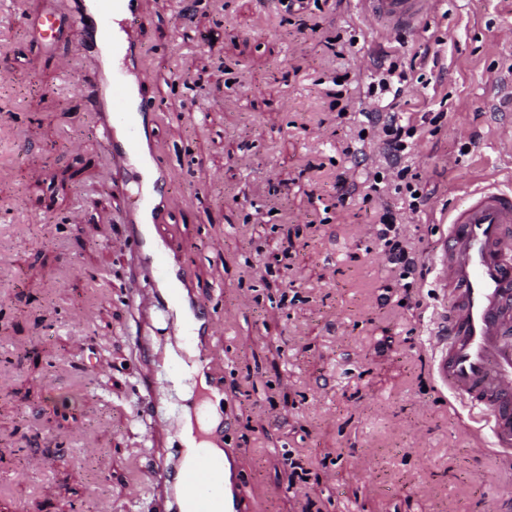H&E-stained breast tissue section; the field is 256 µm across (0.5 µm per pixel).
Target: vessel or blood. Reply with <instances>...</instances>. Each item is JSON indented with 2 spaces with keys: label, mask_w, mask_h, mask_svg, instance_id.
Listing matches in <instances>:
<instances>
[{
  "label": "vessel or blood",
  "mask_w": 512,
  "mask_h": 512,
  "mask_svg": "<svg viewBox=\"0 0 512 512\" xmlns=\"http://www.w3.org/2000/svg\"><path fill=\"white\" fill-rule=\"evenodd\" d=\"M368 22L411 28L434 0H357ZM139 0H71L67 29L52 11L34 24L40 40L65 32L91 63L83 87L97 117L118 179L133 176L140 203L126 213V242L142 266L158 277L133 300L140 313L167 315L168 366H186L201 390L202 423L184 431L180 414L169 412L165 386L152 384L144 398L150 438L204 440L213 450L165 459L152 466L167 483L170 512H245L238 451L227 442L230 422L223 408L224 380L213 364L222 351L211 343L214 318L177 245L159 228L179 203L169 191L154 149L158 103L141 60L145 26ZM465 205L448 212V236L439 255L448 289V324L435 336L434 372L458 398L470 402L490 425L497 447L512 450V190L488 184L468 191Z\"/></svg>",
  "instance_id": "1"
}]
</instances>
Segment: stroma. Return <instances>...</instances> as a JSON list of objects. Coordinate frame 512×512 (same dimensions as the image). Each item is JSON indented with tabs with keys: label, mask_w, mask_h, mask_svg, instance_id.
Instances as JSON below:
<instances>
[{
	"label": "stroma",
	"mask_w": 512,
	"mask_h": 512,
	"mask_svg": "<svg viewBox=\"0 0 512 512\" xmlns=\"http://www.w3.org/2000/svg\"><path fill=\"white\" fill-rule=\"evenodd\" d=\"M176 2L140 0L155 151L181 200L160 232L215 312L247 512H512V452L433 373L448 211L512 185V0H436L389 30L356 0H307L319 35L280 0H189L184 21ZM53 5L67 0H0L15 72L0 84V512H160L150 455L180 448L147 441L141 410L155 372L129 301L153 276L120 245L136 184L87 143L82 50L28 30ZM382 61L404 72L399 95L379 91ZM392 110L416 129L401 159L415 212L374 120ZM340 176L356 187L343 201ZM385 207L415 274L388 264ZM36 452L45 471L17 479Z\"/></svg>",
	"instance_id": "1"
}]
</instances>
